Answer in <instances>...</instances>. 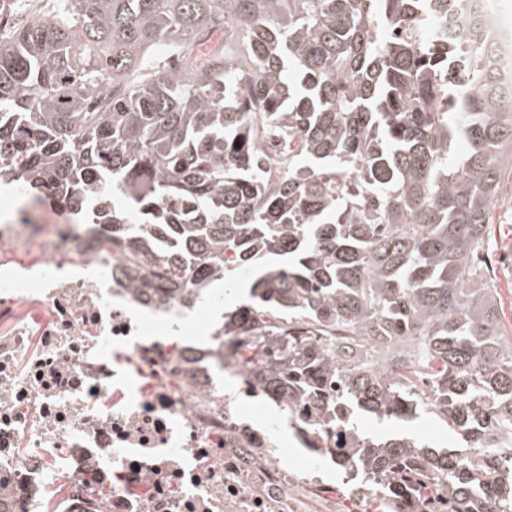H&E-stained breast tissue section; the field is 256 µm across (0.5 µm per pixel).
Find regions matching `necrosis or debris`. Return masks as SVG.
Returning <instances> with one entry per match:
<instances>
[{
	"label": "necrosis or debris",
	"mask_w": 512,
	"mask_h": 512,
	"mask_svg": "<svg viewBox=\"0 0 512 512\" xmlns=\"http://www.w3.org/2000/svg\"><path fill=\"white\" fill-rule=\"evenodd\" d=\"M205 310L134 274L90 224L43 223L20 185L0 194V512H318L302 475L339 428L242 378L223 340L184 344ZM312 444L298 463L255 421L265 403Z\"/></svg>",
	"instance_id": "necrosis-or-debris-1"
}]
</instances>
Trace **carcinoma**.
I'll return each instance as SVG.
<instances>
[{"instance_id":"carcinoma-1","label":"carcinoma","mask_w":512,"mask_h":512,"mask_svg":"<svg viewBox=\"0 0 512 512\" xmlns=\"http://www.w3.org/2000/svg\"><path fill=\"white\" fill-rule=\"evenodd\" d=\"M440 4L57 0L0 37V166L38 202L125 197L90 218L195 299L288 257L224 316L241 367L295 407L333 389L380 420L431 411L471 456L408 437L339 451L412 512H433L430 477L446 512H512V339L483 258L512 98L477 19L427 34ZM276 313L342 340L283 336ZM415 364L424 400L392 375Z\"/></svg>"}]
</instances>
